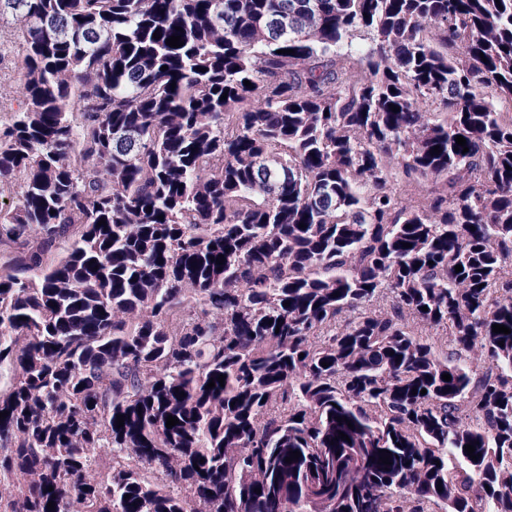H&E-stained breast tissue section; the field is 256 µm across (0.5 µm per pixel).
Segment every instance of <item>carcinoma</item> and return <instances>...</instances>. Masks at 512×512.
Masks as SVG:
<instances>
[{"label": "carcinoma", "instance_id": "obj_1", "mask_svg": "<svg viewBox=\"0 0 512 512\" xmlns=\"http://www.w3.org/2000/svg\"><path fill=\"white\" fill-rule=\"evenodd\" d=\"M5 19L0 512H512V0ZM10 43L5 42L2 46L5 53V61L0 64V121L8 120L13 110L18 109V98L8 93V88L13 85L12 72L14 68V54L10 53Z\"/></svg>", "mask_w": 512, "mask_h": 512}]
</instances>
